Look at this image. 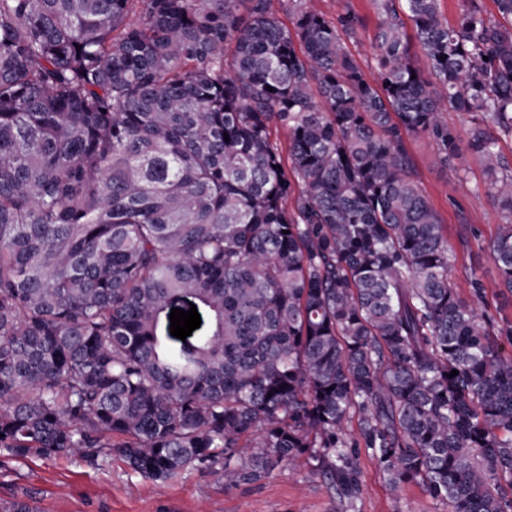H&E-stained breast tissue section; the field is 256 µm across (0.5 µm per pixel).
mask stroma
<instances>
[{
    "mask_svg": "<svg viewBox=\"0 0 512 512\" xmlns=\"http://www.w3.org/2000/svg\"><path fill=\"white\" fill-rule=\"evenodd\" d=\"M310 9L333 19L345 12L365 23L350 49L367 76L375 74L372 41L377 22L371 0H306ZM416 180L437 212L456 256L451 278L467 291L466 276L477 272L487 288L486 311L512 320V294L501 291L497 268L481 240L493 238L501 212L480 187V162L462 153L454 166L434 162L429 139L407 142ZM358 512H447L419 487L392 492L374 462L361 457ZM36 504L38 512H345L306 461L284 464L261 482L224 485L203 468H190L166 483L144 479L119 456L89 462L79 453L56 458H14L0 452V501Z\"/></svg>",
    "mask_w": 512,
    "mask_h": 512,
    "instance_id": "obj_1",
    "label": "stroma"
}]
</instances>
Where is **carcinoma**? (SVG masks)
I'll list each match as a JSON object with an SVG mask.
<instances>
[{
	"label": "carcinoma",
	"mask_w": 512,
	"mask_h": 512,
	"mask_svg": "<svg viewBox=\"0 0 512 512\" xmlns=\"http://www.w3.org/2000/svg\"><path fill=\"white\" fill-rule=\"evenodd\" d=\"M373 2L370 80L363 19L303 0L291 30L271 0H0V451L227 485L304 457L349 512L364 454L512 512V321L450 282L406 147L482 164L512 294V0ZM181 304L208 328L176 347ZM307 6L329 19L347 11L360 15L365 28L360 31L356 42L347 41L357 64L372 79L375 75V60L372 41L377 22L374 5L371 0H306Z\"/></svg>",
	"instance_id": "obj_1"
}]
</instances>
